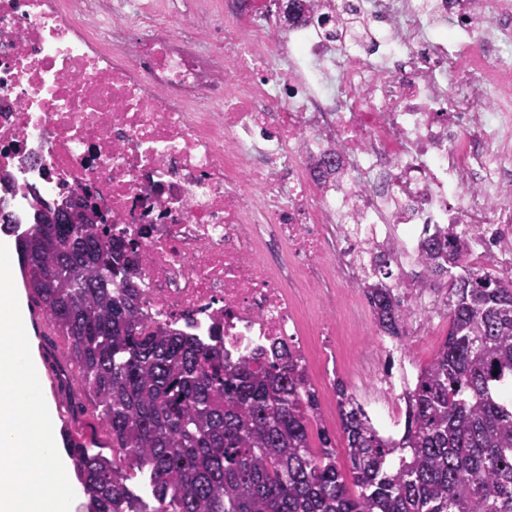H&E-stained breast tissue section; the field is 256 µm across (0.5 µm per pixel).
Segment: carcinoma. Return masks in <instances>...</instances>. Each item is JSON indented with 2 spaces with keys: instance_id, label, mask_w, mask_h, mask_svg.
<instances>
[{
  "instance_id": "carcinoma-1",
  "label": "carcinoma",
  "mask_w": 512,
  "mask_h": 512,
  "mask_svg": "<svg viewBox=\"0 0 512 512\" xmlns=\"http://www.w3.org/2000/svg\"><path fill=\"white\" fill-rule=\"evenodd\" d=\"M17 239L32 308L61 338L62 361L91 400L124 466L67 432L86 512H512V276L476 266L460 237L422 244L448 289V334L406 393L403 428L384 435L334 383L351 474L326 430L311 448L318 395L292 344L275 340L230 363L214 336L150 323L136 245L64 200L38 209ZM365 272L375 327L402 336L405 309ZM147 471L152 509L130 487Z\"/></svg>"
}]
</instances>
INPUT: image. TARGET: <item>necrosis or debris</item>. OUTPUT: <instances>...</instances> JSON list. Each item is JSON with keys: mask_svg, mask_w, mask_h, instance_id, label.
Here are the masks:
<instances>
[{"mask_svg": "<svg viewBox=\"0 0 512 512\" xmlns=\"http://www.w3.org/2000/svg\"><path fill=\"white\" fill-rule=\"evenodd\" d=\"M78 190L137 243L150 320L236 359L301 302L461 225L512 272V0H0V206Z\"/></svg>", "mask_w": 512, "mask_h": 512, "instance_id": "4bbe7bcc", "label": "necrosis or debris"}]
</instances>
